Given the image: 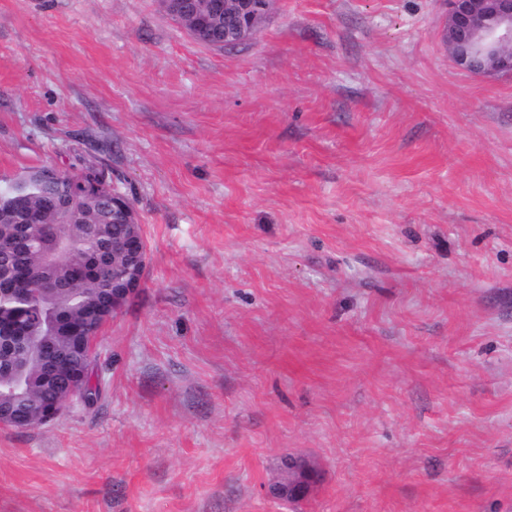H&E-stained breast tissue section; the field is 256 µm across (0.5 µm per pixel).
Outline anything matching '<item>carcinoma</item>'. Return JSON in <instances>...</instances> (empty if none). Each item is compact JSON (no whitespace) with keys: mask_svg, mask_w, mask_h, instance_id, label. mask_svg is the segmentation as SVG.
<instances>
[{"mask_svg":"<svg viewBox=\"0 0 512 512\" xmlns=\"http://www.w3.org/2000/svg\"><path fill=\"white\" fill-rule=\"evenodd\" d=\"M45 167L0 180V211L18 203L28 208L33 233L17 240L12 224L0 221V313L34 317L26 321L28 336L52 340V352L41 357L32 346L9 360H0V405H11L31 429L42 425L45 406L62 402L65 395L46 381L50 367L61 374L87 370L86 355L76 348L72 336L52 328V318L62 316L73 329L96 331L97 315L112 310V289L118 282L128 257L125 246L134 238L145 242L137 213L112 206V190L74 200L71 212L59 210L58 200L67 183L78 177L64 174L61 182L42 177ZM63 223L67 241L66 261L55 267L43 263L44 252L55 243V229ZM108 253V262L99 272L89 273L95 254ZM25 384L16 388V375Z\"/></svg>","mask_w":512,"mask_h":512,"instance_id":"obj_1","label":"carcinoma"}]
</instances>
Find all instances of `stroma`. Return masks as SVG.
<instances>
[{"instance_id":"1","label":"stroma","mask_w":512,"mask_h":512,"mask_svg":"<svg viewBox=\"0 0 512 512\" xmlns=\"http://www.w3.org/2000/svg\"><path fill=\"white\" fill-rule=\"evenodd\" d=\"M447 15L276 0L224 48L161 0H0V177L92 159L148 244L101 400L0 427V512H512V74ZM316 478L317 476L312 475L308 480L300 479L299 481H293L288 484V487L276 482L270 485V493L275 498L283 500H287L284 497L288 496V502L303 501L310 494L312 484Z\"/></svg>"}]
</instances>
